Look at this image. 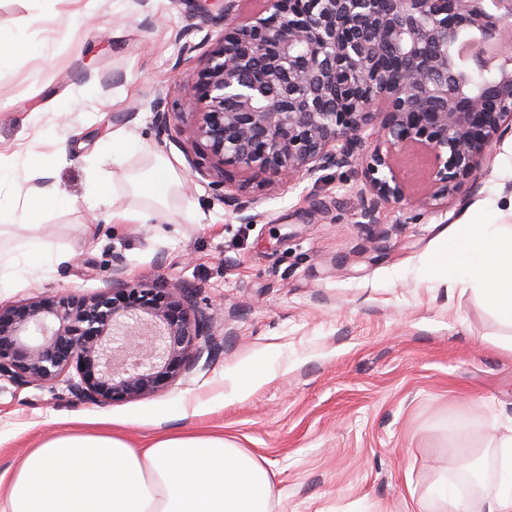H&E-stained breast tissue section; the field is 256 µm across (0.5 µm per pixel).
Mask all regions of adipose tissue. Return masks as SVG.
<instances>
[{
  "mask_svg": "<svg viewBox=\"0 0 512 512\" xmlns=\"http://www.w3.org/2000/svg\"><path fill=\"white\" fill-rule=\"evenodd\" d=\"M37 161L0 165V190L25 180L23 201L0 194V224L36 219L69 200L49 181ZM171 180L157 166L137 185L149 199L143 209L113 212L114 221L159 224L160 200ZM453 248L430 259L432 267L458 272V285L472 290L512 330V226L481 222L455 225ZM62 263L66 255L42 238L17 240L0 251V286L24 282L34 272L33 256ZM506 472L484 502L485 512H512V424L495 441ZM267 471L223 433H161L144 448L110 430L64 431L30 448L7 480L0 481V512H270Z\"/></svg>",
  "mask_w": 512,
  "mask_h": 512,
  "instance_id": "adipose-tissue-1",
  "label": "adipose tissue"
}]
</instances>
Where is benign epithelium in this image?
I'll return each instance as SVG.
<instances>
[{"instance_id": "7a95c632", "label": "benign epithelium", "mask_w": 512, "mask_h": 512, "mask_svg": "<svg viewBox=\"0 0 512 512\" xmlns=\"http://www.w3.org/2000/svg\"><path fill=\"white\" fill-rule=\"evenodd\" d=\"M239 2L224 0V37L194 85L207 153L186 159L244 224L254 202L232 193V169L273 184L359 167L372 205L428 208L455 199L512 132V0H263L256 13ZM486 71L491 88L475 89L472 75ZM153 112L178 141L184 113L160 102ZM408 151L430 161L417 199L395 163ZM212 308L117 266L92 296L0 307V378L51 387L73 367L80 400L155 395L219 352Z\"/></svg>"}]
</instances>
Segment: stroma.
Segmentation results:
<instances>
[{"label":"stroma","instance_id":"1","mask_svg":"<svg viewBox=\"0 0 512 512\" xmlns=\"http://www.w3.org/2000/svg\"><path fill=\"white\" fill-rule=\"evenodd\" d=\"M221 0H0V40H23L0 71V159L44 161L70 207L43 214L33 236L70 258L39 279L0 288V304L98 292L115 263L128 279L220 300L216 358H200L163 392L84 403L65 382L0 380V473L39 439L109 422L132 444L162 431H222L271 480V512H432L431 485L483 479L466 497L481 512L501 474L488 444L512 419V353L481 298L427 273L454 225H512V133L458 199L429 211H367L360 170L330 169L268 191L238 174L258 219L241 223L192 174L193 86L223 38ZM185 112L180 142L160 136L152 105ZM135 136L112 162L113 129ZM65 149L66 162L56 152ZM173 166L161 224H115L85 200L90 161L113 183L117 208L142 200L130 182L156 155ZM271 374L233 395L257 362Z\"/></svg>","mask_w":512,"mask_h":512}]
</instances>
